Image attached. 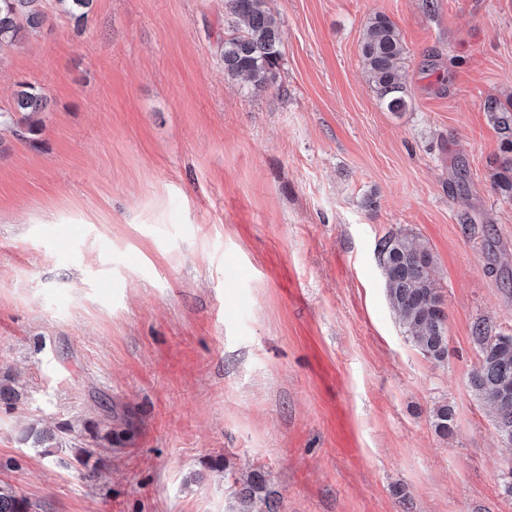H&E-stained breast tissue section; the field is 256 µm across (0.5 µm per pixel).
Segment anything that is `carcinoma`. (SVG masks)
<instances>
[{
  "label": "carcinoma",
  "instance_id": "1",
  "mask_svg": "<svg viewBox=\"0 0 512 512\" xmlns=\"http://www.w3.org/2000/svg\"><path fill=\"white\" fill-rule=\"evenodd\" d=\"M46 0H0V50L19 42L23 30L40 28L48 20ZM59 11L81 21L92 0H54ZM234 25L224 36V75L242 79L248 90L260 92L275 78L281 56L277 20L266 0H229ZM405 47L395 25L383 15L370 19L361 41V62L376 92L391 112L406 107L402 96L400 60ZM13 110L0 109V126H25L33 133L40 127L33 116L48 110L50 97L40 88L18 83ZM381 268L386 295L400 324L412 342L426 355L442 361L448 354L443 299L432 277L433 256L414 237L392 235L381 243ZM481 358L471 374V384L496 412L501 430L512 433V340L500 342L475 328ZM452 415L441 406L434 415L436 430L451 432ZM264 482L256 478L239 493L237 512H254ZM0 512H32L28 500L0 486Z\"/></svg>",
  "mask_w": 512,
  "mask_h": 512
}]
</instances>
